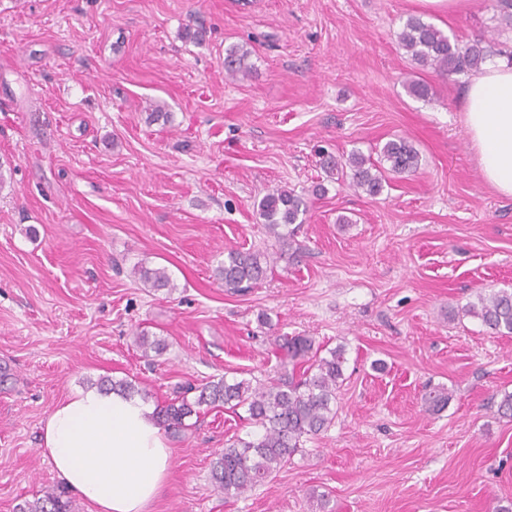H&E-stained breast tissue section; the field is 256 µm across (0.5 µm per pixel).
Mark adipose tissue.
Returning <instances> with one entry per match:
<instances>
[{"instance_id":"obj_1","label":"adipose tissue","mask_w":512,"mask_h":512,"mask_svg":"<svg viewBox=\"0 0 512 512\" xmlns=\"http://www.w3.org/2000/svg\"><path fill=\"white\" fill-rule=\"evenodd\" d=\"M463 112L482 181L512 197V66L491 61L473 74ZM153 412L137 397L72 393L48 415L42 452L57 478L97 512H145L171 459Z\"/></svg>"}]
</instances>
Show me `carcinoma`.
<instances>
[{
	"label": "carcinoma",
	"mask_w": 512,
	"mask_h": 512,
	"mask_svg": "<svg viewBox=\"0 0 512 512\" xmlns=\"http://www.w3.org/2000/svg\"><path fill=\"white\" fill-rule=\"evenodd\" d=\"M398 42L411 60L424 70L448 78L469 76L495 56H502L512 65V54L494 49L485 37L473 39L461 47L451 42L447 34L433 23L419 16H409L398 33ZM248 51L231 46L225 51L224 72L235 79L247 76ZM410 95L426 100L431 85L420 77L406 83ZM395 175L411 173L418 168L419 153L406 139L399 137L387 141L380 149V162L359 151H352L345 161L332 157L324 162L328 170L344 171L349 168V185L369 196L383 190L385 176L382 164ZM259 216L264 220L268 234L280 247H288V234L280 231L290 224H302L308 211L305 199L292 190L275 188L266 192L257 204ZM273 259L264 251L228 252L224 263L214 269V278L230 291L250 288L267 278ZM143 284L149 288H169L172 281L166 268H135ZM462 315L472 316L494 334H512V290L501 289L489 296H478L461 309ZM135 343L142 355L162 353L165 343L159 338L149 339L148 333L136 334ZM280 348L293 365H301L299 375L280 377L269 381L228 379L222 377L200 387L194 402L178 397L166 405L156 406L158 424L167 430H180L195 406L224 405L243 410L251 431L245 436L227 439L224 451L213 462L211 478L214 486L226 495L238 496L264 482L279 471L298 451L303 440L327 430L336 418V403L340 380L344 376L345 348L341 345L320 356L307 336L283 337ZM97 386L125 395L150 393L127 379L118 381L100 379ZM428 408L440 409L448 404L447 389L436 387L424 395ZM72 504L57 487L48 488L32 501L17 505V512H71Z\"/></svg>",
	"instance_id": "obj_1"
}]
</instances>
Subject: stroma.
I'll return each instance as SVG.
<instances>
[{"label":"stroma","mask_w":512,"mask_h":512,"mask_svg":"<svg viewBox=\"0 0 512 512\" xmlns=\"http://www.w3.org/2000/svg\"><path fill=\"white\" fill-rule=\"evenodd\" d=\"M461 43L512 29L495 0H0V512L58 479L40 452L53 407L102 378L152 403L224 376L277 378L282 336L344 346L334 423L252 491L212 463L245 420L200 406L146 512H512V335L460 315L512 289V198L486 186L463 123L466 77H422L408 16ZM204 30L202 43L183 39ZM248 50V78L224 51ZM171 114L148 122L151 104ZM417 149L380 195L327 176L322 154ZM285 187L309 205L258 286L213 277L230 250L276 252L257 212ZM166 267L142 287L135 265ZM164 340L145 358L136 332ZM446 388L429 410L424 394ZM249 52L238 46H231L225 51L224 55V72L232 79H236L239 75L243 77L250 73V66L246 63ZM141 281L147 288L159 289L172 287V281L166 268H147L143 265L135 268Z\"/></svg>","instance_id":"35a3bbf8"}]
</instances>
